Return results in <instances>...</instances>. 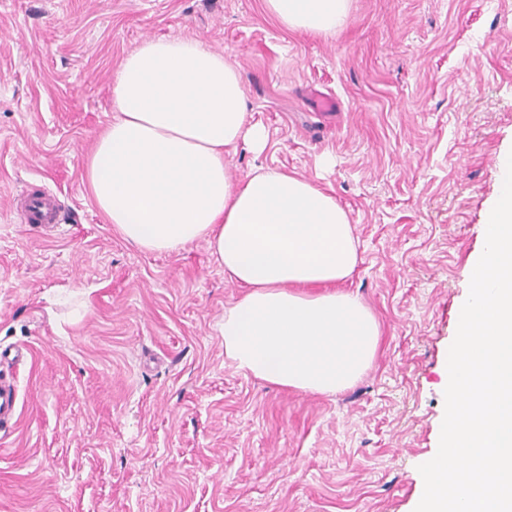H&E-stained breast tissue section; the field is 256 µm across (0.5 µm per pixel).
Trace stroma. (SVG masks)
<instances>
[{"label":"stroma","instance_id":"1","mask_svg":"<svg viewBox=\"0 0 512 512\" xmlns=\"http://www.w3.org/2000/svg\"><path fill=\"white\" fill-rule=\"evenodd\" d=\"M195 37L238 65L267 148L347 211L341 291L379 328L334 395L283 388L224 353L244 293L205 242L156 253L108 224L81 178L112 120V76L148 38ZM512 151V0H351L332 36L264 0H0V512H414L438 449L469 270ZM65 205L20 221L26 186ZM17 397V385L0 375V432H3V435L16 422L13 420L17 413Z\"/></svg>","mask_w":512,"mask_h":512}]
</instances>
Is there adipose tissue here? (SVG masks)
I'll return each instance as SVG.
<instances>
[{
  "instance_id": "obj_1",
  "label": "adipose tissue",
  "mask_w": 512,
  "mask_h": 512,
  "mask_svg": "<svg viewBox=\"0 0 512 512\" xmlns=\"http://www.w3.org/2000/svg\"><path fill=\"white\" fill-rule=\"evenodd\" d=\"M264 2L285 29L324 36L349 14V0ZM111 98L81 173L107 221L147 251L207 244L245 290L224 311V352L238 369L304 393L352 386L379 336L367 307L335 289L359 261L353 226L334 195L300 175L228 177L239 144L257 154L267 145L237 65L196 38H149L119 65ZM312 285L325 293L305 294Z\"/></svg>"
}]
</instances>
